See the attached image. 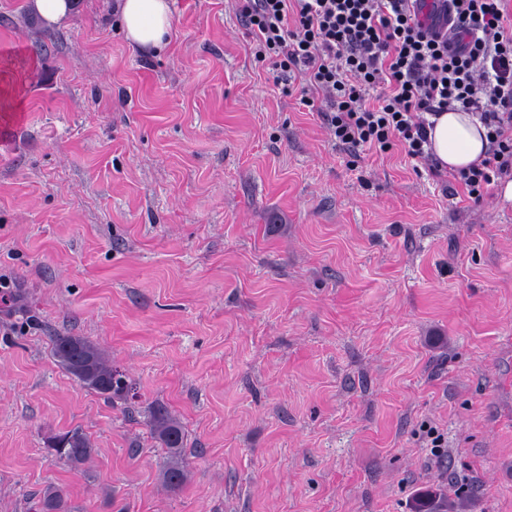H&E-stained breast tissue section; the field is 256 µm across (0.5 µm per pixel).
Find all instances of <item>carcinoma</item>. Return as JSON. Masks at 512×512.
<instances>
[{"label":"carcinoma","instance_id":"cac0c4a2","mask_svg":"<svg viewBox=\"0 0 512 512\" xmlns=\"http://www.w3.org/2000/svg\"><path fill=\"white\" fill-rule=\"evenodd\" d=\"M52 355L57 365L84 388L101 396L107 390L121 395L129 391L122 373L112 368L105 356L90 340L80 336H56L53 339ZM151 434L168 453V465L164 472L166 483L177 486L183 482L185 473L181 465V454L185 433L180 423L168 413L155 410L150 419ZM74 442L69 444L59 459L77 467L92 455L94 448L89 437L79 428L70 430ZM416 512H448V502L442 495L429 493L416 504ZM38 512H71L67 492L61 486L49 485L38 503Z\"/></svg>","mask_w":512,"mask_h":512}]
</instances>
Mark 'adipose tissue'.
Masks as SVG:
<instances>
[{
  "label": "adipose tissue",
  "instance_id": "obj_1",
  "mask_svg": "<svg viewBox=\"0 0 512 512\" xmlns=\"http://www.w3.org/2000/svg\"><path fill=\"white\" fill-rule=\"evenodd\" d=\"M127 40L138 47L158 51L169 47L172 38L170 0H119ZM487 130L471 113L450 111L437 117L431 133L435 156L448 170L468 167L484 153Z\"/></svg>",
  "mask_w": 512,
  "mask_h": 512
}]
</instances>
